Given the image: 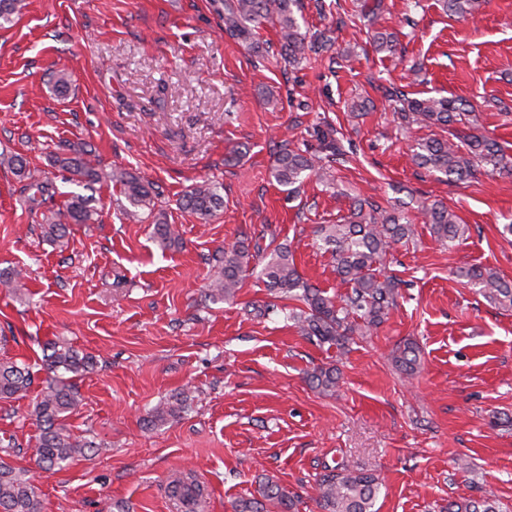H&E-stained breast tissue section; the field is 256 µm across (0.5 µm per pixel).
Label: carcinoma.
Returning a JSON list of instances; mask_svg holds the SVG:
<instances>
[{
    "mask_svg": "<svg viewBox=\"0 0 512 512\" xmlns=\"http://www.w3.org/2000/svg\"><path fill=\"white\" fill-rule=\"evenodd\" d=\"M442 10L458 19L475 17L481 0H439ZM298 0H216V10L224 19V27L232 35L247 42L253 39V30L262 23L278 28L281 55L290 63L306 58V51L319 54L331 48L328 41L308 45L306 35L295 16ZM26 7V0H0V28L15 22ZM372 15L375 26L371 40L378 51L393 53L396 50L394 35L377 27L380 20L381 0L364 5ZM389 97L398 103L396 112L401 127H437L448 132V137H427L413 147L415 164L430 172L444 175L448 182L457 183L473 177L479 168L507 167L499 143L478 132L479 116L474 108L465 107L458 99L446 97H412L400 89L389 90ZM325 155L282 150L275 158L271 175L277 184L296 191L303 180L326 173L323 161L344 160L345 152L337 139L324 136ZM88 151L72 147L55 155L54 166L67 172L72 180L87 189L96 184L110 182L119 187V196L126 205L122 211L127 218L142 219V211L154 212L155 201L150 184L135 173L125 169L104 170L86 159ZM15 174L29 181L26 203L29 209L44 208L42 212L43 235L53 242L64 239L68 225L93 224L98 209L90 195L73 193L64 207L54 209L47 203L55 196V187L49 177L28 167L21 156L10 160ZM181 208L206 220L224 206L220 186L202 181L185 190L179 200ZM419 212L428 224L433 237L440 242H454L464 236L467 225L459 222L454 211L442 203H422ZM154 233L163 246L179 241L173 225L167 219L157 218ZM325 250L330 252L336 272L351 285L350 292L339 298L324 295L309 284L295 264L293 254L286 245L272 246L263 234L245 237L222 250L216 269L211 275L205 299L224 302L234 299L242 288L243 273L251 262L263 260L260 275L268 288L280 297L301 303L288 309V319L299 328L302 335L319 345L336 347L345 352L355 337L370 335L385 322L396 305L402 281L380 273L381 266L398 244L414 240V228L402 206L384 208L368 200L356 199L353 209L341 224H321L318 228ZM467 281L489 301L504 309H512V282L487 266H473L462 272ZM0 285L18 294L25 289L21 272H0ZM393 360L401 373L411 377L420 369L419 350L416 343L405 341L393 351ZM93 366V358L81 355L63 342L52 346L46 359V369L52 376L46 381L35 407V416L41 434L35 448L36 462L44 472L84 456L93 443L74 438L66 420L80 405L81 398L74 378ZM311 387L321 394L336 392L338 376L334 367H317L308 375ZM32 383L29 367L14 361L0 360V399H10L27 392ZM190 395L183 391L156 406L149 414L148 424L159 426L178 419L188 407ZM318 500L322 512H373L379 492L378 478L372 474L353 471L338 466L317 479ZM173 496L184 502L201 503L204 488L190 477L178 479L171 486ZM277 512H292L295 495L276 480L266 478L262 499L242 500L235 512H266L267 506ZM0 512H43L30 470L16 467L0 460ZM448 512H496L488 502L467 500L448 504Z\"/></svg>",
    "mask_w": 512,
    "mask_h": 512,
    "instance_id": "1",
    "label": "carcinoma"
}]
</instances>
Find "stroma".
Instances as JSON below:
<instances>
[{
	"instance_id": "obj_1",
	"label": "stroma",
	"mask_w": 512,
	"mask_h": 512,
	"mask_svg": "<svg viewBox=\"0 0 512 512\" xmlns=\"http://www.w3.org/2000/svg\"><path fill=\"white\" fill-rule=\"evenodd\" d=\"M330 2L302 0L297 18L332 38L333 59L296 66L270 25L257 30L271 45L261 57L230 36L212 0H27L0 28V272L23 270L28 285L22 295L0 288V357L30 365L34 377L25 395L0 400L11 464L36 467L49 343L95 358L67 427L99 449L37 477L44 512H189L168 492L189 472L206 489L197 512L260 498L268 476L299 494L295 512H321L316 478L341 465L378 477L377 512H448L463 498L512 512V310L460 275L483 265L512 280V243L500 234L512 223V171L448 186L411 160L430 129H402L385 96L398 87L466 101L512 158V0H483L470 21L437 0H383L393 55L374 50L363 24H341L353 0ZM60 71L71 79L63 94ZM166 85L175 95H161ZM330 127L345 163L288 194L271 176L277 154L321 151ZM71 145L149 182L182 247L161 248L152 218L127 220L110 183L94 187L96 223L71 225L63 245L45 241L8 160L18 154L46 172L58 207L79 187L50 159ZM204 180L224 196L207 221L177 205ZM357 197L404 204L415 241L386 263L403 281L396 307L350 352L302 336L257 274H246L235 301L205 302L214 255L260 231L290 245L310 283L346 294L316 229ZM434 200L469 226L452 247L417 211ZM255 303L270 305L268 315ZM406 339L421 348L412 377L392 361ZM332 365L339 387L324 396L307 374ZM184 390L191 400L179 419L147 426L155 406Z\"/></svg>"
}]
</instances>
